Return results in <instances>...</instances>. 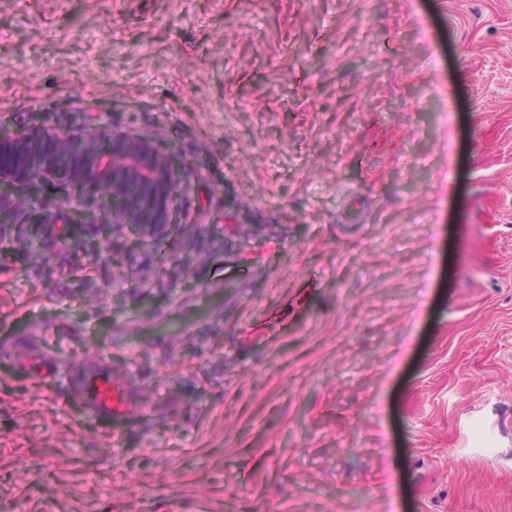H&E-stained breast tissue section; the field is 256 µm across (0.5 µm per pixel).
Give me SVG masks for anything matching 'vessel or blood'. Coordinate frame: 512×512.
<instances>
[{
  "label": "vessel or blood",
  "mask_w": 512,
  "mask_h": 512,
  "mask_svg": "<svg viewBox=\"0 0 512 512\" xmlns=\"http://www.w3.org/2000/svg\"><path fill=\"white\" fill-rule=\"evenodd\" d=\"M5 348L16 354L20 370L29 377L46 379L58 368L57 361L44 355L36 339L14 340ZM73 392L86 411L97 417L119 420L140 406L130 379L107 360H97L82 371Z\"/></svg>",
  "instance_id": "b4317fda"
}]
</instances>
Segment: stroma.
<instances>
[{"label":"stroma","mask_w":512,"mask_h":512,"mask_svg":"<svg viewBox=\"0 0 512 512\" xmlns=\"http://www.w3.org/2000/svg\"><path fill=\"white\" fill-rule=\"evenodd\" d=\"M454 123L445 126L444 111ZM177 149L104 250L0 205V503L512 512V0H0V128ZM108 358L122 432L70 374ZM0 347L2 350L11 351L12 354L18 353V367L29 377L49 379L58 369V362L44 355L35 338L13 340L8 343L2 342Z\"/></svg>","instance_id":"35a3bbf8"}]
</instances>
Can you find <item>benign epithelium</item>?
I'll list each match as a JSON object with an SVG mask.
<instances>
[{"label":"benign epithelium","instance_id":"obj_1","mask_svg":"<svg viewBox=\"0 0 512 512\" xmlns=\"http://www.w3.org/2000/svg\"><path fill=\"white\" fill-rule=\"evenodd\" d=\"M181 157L161 152L153 137L128 138L100 126L77 132L39 125L0 134V201L53 182L68 190L61 203L71 221L94 226L101 246L121 229L136 244L171 223L173 200L184 189Z\"/></svg>","mask_w":512,"mask_h":512}]
</instances>
